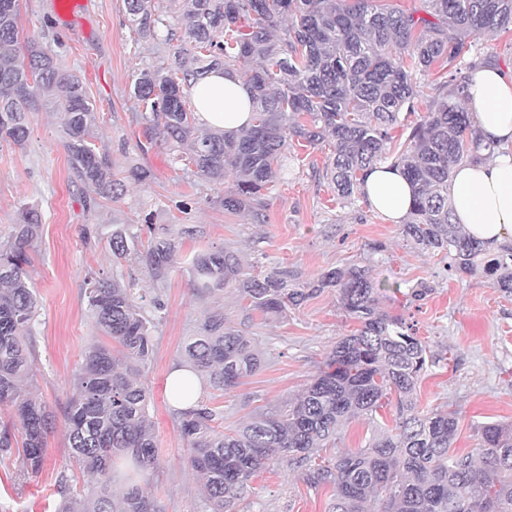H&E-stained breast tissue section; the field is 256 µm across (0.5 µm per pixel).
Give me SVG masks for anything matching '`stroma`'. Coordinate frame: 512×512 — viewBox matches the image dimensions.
Masks as SVG:
<instances>
[{
	"mask_svg": "<svg viewBox=\"0 0 512 512\" xmlns=\"http://www.w3.org/2000/svg\"><path fill=\"white\" fill-rule=\"evenodd\" d=\"M54 2L19 0L20 31L23 38L55 50L82 79L100 114L97 149L126 189L112 199L86 197L63 146L60 118L51 108L30 113L23 146L0 140V241H6L22 206H35L41 216L40 235L29 253L38 300L32 381L56 415L39 474L22 473L18 456L0 460V512H55V483L62 471L75 491L90 486L89 475L71 455L62 416L83 351L96 334L86 275L155 286L165 304L153 331L155 354L144 371L160 464L139 478L162 512L206 510L166 382L187 338L209 313H223L227 326L252 337L262 360L256 373L230 391L200 384L198 395L218 411L221 431L284 405L317 373L337 340L357 327L331 288L272 319L249 308L232 288L198 297L179 268L153 283L136 256L113 257L108 237L116 224L167 228L179 258L221 248L236 255L252 275L275 272L293 287L330 270L366 268L384 287L382 309L414 323L418 336L442 358L421 378L417 404L423 410L457 413L454 449L478 447L479 425L512 422V296L493 288L484 273L459 274L445 254L415 246L402 225L374 212L365 197L340 199L323 176L330 152L324 142H296L288 148L260 212L220 206L216 198L235 190L236 174L226 173L223 185L213 184L184 170L165 146L147 143L139 122L142 107L130 94L140 70L172 62L177 42L166 41L161 27L154 36L140 37L125 0H67L69 8L61 13ZM459 63L465 69L486 63L512 69V32L468 41ZM135 168L151 171V178L134 181L130 173ZM186 226L196 227V234L183 235ZM423 285L427 294L412 299V289ZM395 412L391 401L375 419L344 421L337 450L365 447L380 426L393 425ZM307 471L285 458L270 461L253 477L238 512H329L332 487L310 486Z\"/></svg>",
	"mask_w": 512,
	"mask_h": 512,
	"instance_id": "obj_1",
	"label": "stroma"
}]
</instances>
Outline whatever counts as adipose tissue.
I'll use <instances>...</instances> for the list:
<instances>
[{"label": "adipose tissue", "mask_w": 512, "mask_h": 512, "mask_svg": "<svg viewBox=\"0 0 512 512\" xmlns=\"http://www.w3.org/2000/svg\"><path fill=\"white\" fill-rule=\"evenodd\" d=\"M199 121L233 135L249 125L251 94L236 72L216 70L196 88ZM483 142L494 144L491 159L455 168L448 186L455 221L470 235L498 248L512 244V74L497 68L477 71L465 101ZM371 207L397 224L412 201V189L392 163L377 164L363 186Z\"/></svg>", "instance_id": "obj_1"}]
</instances>
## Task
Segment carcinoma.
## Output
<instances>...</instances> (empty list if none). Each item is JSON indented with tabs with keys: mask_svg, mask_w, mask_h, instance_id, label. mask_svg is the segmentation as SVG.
<instances>
[{
	"mask_svg": "<svg viewBox=\"0 0 512 512\" xmlns=\"http://www.w3.org/2000/svg\"><path fill=\"white\" fill-rule=\"evenodd\" d=\"M151 2L127 0L137 31L148 35L163 24L167 40L191 48L179 47L174 63L144 69L132 83L143 107V134L173 152L190 143L185 166L208 181L221 185L227 170L239 173L235 191L220 199L227 209L262 205V190L280 175L294 138L311 145L329 140L326 174L338 196L355 199L367 172L389 153L399 114L415 111L413 74L439 71L429 85L434 95L428 112L396 150L395 164L413 188L403 232L419 248L451 256L462 274L483 270L494 287L512 295V247L489 255L483 242L453 221L448 199L454 167L482 160L474 115L461 105L468 82L457 58L468 40L512 30V0H422L410 12L384 0H172L177 29L153 13ZM285 18L290 23L283 28ZM18 20V0H0V138L23 145L26 114L42 101L51 103L62 114L64 147L84 190L114 197L122 183L96 150L99 112L82 80L39 43L19 45ZM255 58L260 67L240 73L252 93L251 124L232 137L221 129L198 134L188 103L199 80ZM144 230L149 236L139 250ZM39 231V215L28 206L0 245V405L14 412V420L0 423V459L18 452L28 474L42 469L53 424L52 413L24 385L35 365L37 314L27 251L35 248ZM109 243L118 260L136 249L156 283L177 264L174 239L150 226L114 224ZM187 266L198 293L234 288L250 307L276 317L333 288L360 325L336 342L318 373L277 411L224 432L212 426L217 412L202 399L176 410L208 512H236L252 478L278 457L309 465L310 485L333 486L330 512H370L371 506L375 512H512V423L483 424L479 447L451 451L456 413L421 411L414 397L436 357L414 326L381 308L379 284L366 269H337L290 288L278 274L247 275L223 249L197 252ZM85 284L88 311L106 340L95 339L84 351L64 416L69 448L92 485L78 494L61 471L58 512H160L141 485L127 484L118 498L112 484L118 454L130 456L145 475L158 465L142 378L165 305L156 292H138L121 279L90 274ZM260 363L251 339L225 326L221 313L206 318L183 354V366L220 392L237 387ZM392 394L393 429L365 448L312 462L336 444L341 421L377 414Z\"/></svg>",
	"mask_w": 512,
	"mask_h": 512,
	"instance_id": "carcinoma-1",
	"label": "carcinoma"
}]
</instances>
